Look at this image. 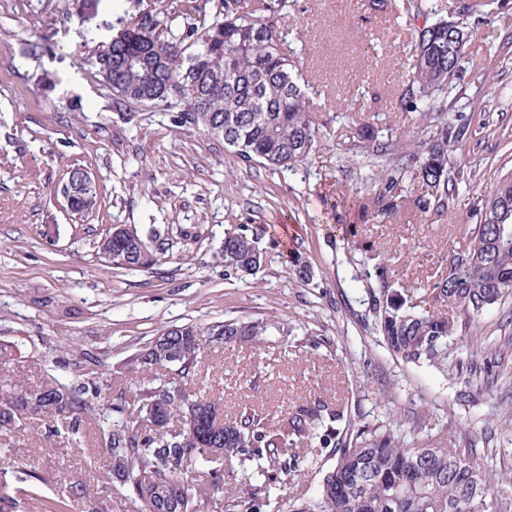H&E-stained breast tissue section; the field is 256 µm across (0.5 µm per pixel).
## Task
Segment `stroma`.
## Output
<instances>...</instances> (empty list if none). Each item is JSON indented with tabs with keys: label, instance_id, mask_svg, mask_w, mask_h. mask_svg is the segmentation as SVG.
Returning <instances> with one entry per match:
<instances>
[{
	"label": "stroma",
	"instance_id": "obj_1",
	"mask_svg": "<svg viewBox=\"0 0 512 512\" xmlns=\"http://www.w3.org/2000/svg\"><path fill=\"white\" fill-rule=\"evenodd\" d=\"M288 0L281 20L309 83L322 125L312 161L296 171L242 165L223 140L138 109L127 120L98 72L97 58L120 21L162 10L172 27L199 0H0V343L15 356L0 377L29 385L55 378L102 389L80 444L49 435L31 418L0 436V512H135L129 487L105 483L102 448L116 419L110 406L143 387L220 397L225 417L252 403L271 426L285 411L318 398L340 405L347 428L375 430L393 413L403 434L418 420L424 443L476 444L482 464L512 498V298L484 313L475 364L496 358L494 382L471 391L447 371L399 364L380 345L368 302L382 284L401 296L429 297L431 275L477 222L469 208L422 212L418 179L395 222L362 223V237L400 251L408 269L378 280L340 225L356 221L361 199L378 192L381 160L368 140L394 153L421 152L435 124L463 126L448 148L449 170H463L462 194L477 197L512 172V0H470V37L454 80L408 112L416 32L443 17L444 0ZM430 118L421 119V110ZM94 174L97 205L70 212L61 195L69 171ZM165 229L171 243L158 271L117 268L96 243L110 226ZM262 225L266 260L252 275L224 274V233ZM294 251L312 269L301 282L286 263ZM231 319L268 326L260 348L209 337ZM193 325L205 337L189 375L175 367L137 370L136 359L162 329ZM312 468L289 477L287 500H313L336 448L297 444Z\"/></svg>",
	"mask_w": 512,
	"mask_h": 512
}]
</instances>
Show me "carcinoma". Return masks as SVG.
<instances>
[{"mask_svg": "<svg viewBox=\"0 0 512 512\" xmlns=\"http://www.w3.org/2000/svg\"><path fill=\"white\" fill-rule=\"evenodd\" d=\"M288 0H202L183 27L173 31L169 17L143 12L127 24L128 37L98 57L99 73L116 100L133 102L156 95L155 105L176 113V121L224 140L236 157L251 166L293 171L312 158L321 133L303 78L286 51L279 18ZM457 0H448L449 18L416 29L413 81L404 104L417 101L454 79L469 32L458 16ZM448 124L435 126L425 152L379 171L381 189L362 214L373 220L398 215L407 173L422 182L417 207L426 212L463 205L461 179L448 171ZM480 221L461 249L448 251L446 267L432 286L433 307L405 306L397 295L372 296L369 312L383 347L404 365L443 368L448 342L464 322L512 297V173L501 176L478 201ZM264 230L239 224L224 233V270L250 275L265 261L259 240ZM154 246L140 249L130 235L102 236L97 253L106 261L136 270H155L169 251L168 237L150 230ZM365 261H376L379 279L399 262L373 243L362 245ZM268 325L227 320L210 330L224 343L259 345ZM201 347L192 326L168 328L139 354L143 369L172 365L189 374ZM91 383L68 387L55 380L28 386L11 379L0 385V434L35 412L49 433L77 435L93 412L86 398ZM118 420L105 439L111 481L129 486L138 512H205L218 506L223 463L251 462L234 494L249 495L248 512L269 506L272 486L313 457L298 458L290 439L312 437L322 448L335 440L341 409L308 400L274 430L249 407L230 421L220 400L207 395L148 387L133 399L112 404ZM210 465V487L193 495L181 475ZM261 478L263 496L250 489ZM496 475L476 460L472 444L430 448L418 436L407 441L390 422L370 439L345 444L334 467L321 481L317 497L289 504V512H512L508 499L495 495Z\"/></svg>", "mask_w": 512, "mask_h": 512, "instance_id": "cac0c4a2", "label": "carcinoma"}]
</instances>
